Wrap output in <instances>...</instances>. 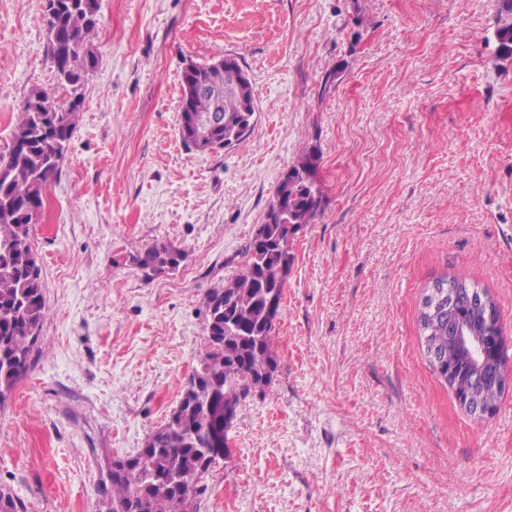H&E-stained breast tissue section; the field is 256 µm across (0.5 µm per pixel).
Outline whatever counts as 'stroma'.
<instances>
[{
  "instance_id": "obj_1",
  "label": "stroma",
  "mask_w": 512,
  "mask_h": 512,
  "mask_svg": "<svg viewBox=\"0 0 512 512\" xmlns=\"http://www.w3.org/2000/svg\"><path fill=\"white\" fill-rule=\"evenodd\" d=\"M497 0H99L98 65L31 229L48 315L0 407V488L100 512L108 461L163 425L206 350L203 299L242 267L310 145L323 210L292 241L277 369L242 400L200 512H512V387L460 406L421 347L426 288L466 273L512 372V57ZM47 0H0V158L58 88ZM236 56L251 135L179 134L184 60ZM178 247L174 271L131 258Z\"/></svg>"
}]
</instances>
